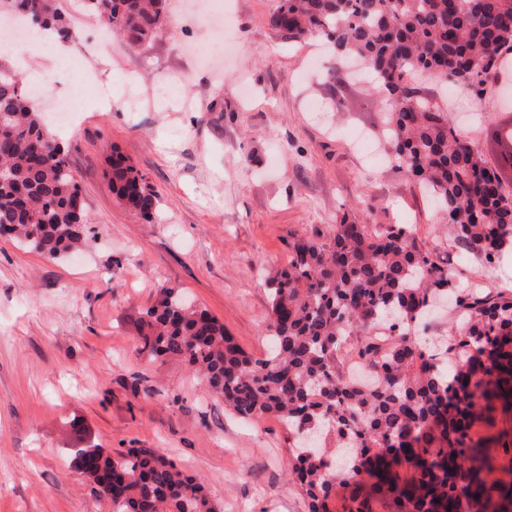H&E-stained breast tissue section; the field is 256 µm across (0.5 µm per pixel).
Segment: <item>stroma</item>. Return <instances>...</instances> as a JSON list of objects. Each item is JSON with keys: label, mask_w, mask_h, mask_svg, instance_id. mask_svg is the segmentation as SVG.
<instances>
[{"label": "stroma", "mask_w": 512, "mask_h": 512, "mask_svg": "<svg viewBox=\"0 0 512 512\" xmlns=\"http://www.w3.org/2000/svg\"><path fill=\"white\" fill-rule=\"evenodd\" d=\"M170 0L169 33L146 50L97 41V19L79 0H60L79 32L76 64L45 57L17 65L27 80L80 98V118L56 128L90 208V244L51 261L0 238V512H112L69 467L71 448L164 449L204 479L223 512H306L285 461L295 443L279 420H241L206 394L184 362L149 363L139 353L138 317L161 288L180 289L223 322L249 354L268 344L265 276L284 266L293 238L347 220L410 224L442 242L441 215L420 187L385 161L384 110L369 84L314 40L289 44L269 26L278 0H224V76L197 68L185 47L210 43L200 15ZM97 41L93 56H80ZM191 71L180 104L127 111V90L155 87L170 70ZM448 108L487 165L477 109H512V67L498 71L483 101L459 88L410 77ZM335 98L338 109L318 112ZM377 150L367 155L355 133ZM119 151L159 198L151 221L117 204L108 158ZM443 244V242H442ZM440 256L457 285L512 289V258L487 264L455 244Z\"/></svg>", "instance_id": "35a3bbf8"}]
</instances>
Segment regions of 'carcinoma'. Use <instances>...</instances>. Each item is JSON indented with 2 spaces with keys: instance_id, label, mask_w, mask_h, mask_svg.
I'll list each match as a JSON object with an SVG mask.
<instances>
[{
  "instance_id": "obj_1",
  "label": "carcinoma",
  "mask_w": 512,
  "mask_h": 512,
  "mask_svg": "<svg viewBox=\"0 0 512 512\" xmlns=\"http://www.w3.org/2000/svg\"><path fill=\"white\" fill-rule=\"evenodd\" d=\"M280 0L270 26L289 43L313 36L336 57L360 59L384 99L394 168L435 198L454 243L492 264L512 245V142L486 165L448 124L447 109L407 83L427 72L482 100L502 52L512 50V0ZM8 11L64 42L77 38L59 0H5ZM109 33L146 49L168 30L165 0H84ZM0 227L49 260L87 245L90 223L64 145L28 85L0 49ZM112 193L148 220L158 195L118 151ZM271 348L255 358L208 310L160 289L139 318L148 361L182 359L210 395L245 419L273 417L298 437L336 438V450L301 446L286 460L308 512H512V480L487 479L486 446L508 456L512 434L496 430L492 405L512 409V296L457 295L453 333L428 352L411 331L435 299L455 290L438 246L407 224L372 231L341 221L289 244L269 280ZM350 352L370 379L340 369ZM69 467L109 500L112 512H218L206 484L160 448H75Z\"/></svg>"
}]
</instances>
